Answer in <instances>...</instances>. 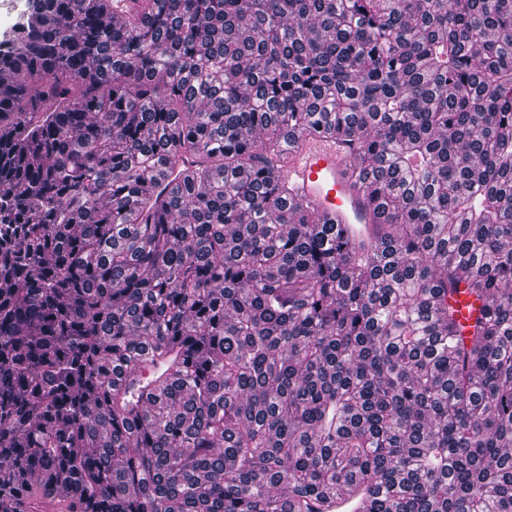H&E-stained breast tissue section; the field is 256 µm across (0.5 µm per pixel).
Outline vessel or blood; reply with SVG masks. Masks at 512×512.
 Masks as SVG:
<instances>
[{"label": "vessel or blood", "instance_id": "vessel-or-blood-1", "mask_svg": "<svg viewBox=\"0 0 512 512\" xmlns=\"http://www.w3.org/2000/svg\"><path fill=\"white\" fill-rule=\"evenodd\" d=\"M351 147L334 138H307L292 148L288 178L299 194L351 237L368 234L364 199L352 188L348 169Z\"/></svg>", "mask_w": 512, "mask_h": 512}]
</instances>
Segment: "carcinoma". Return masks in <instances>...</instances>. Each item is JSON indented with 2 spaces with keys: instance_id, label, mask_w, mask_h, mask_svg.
I'll return each mask as SVG.
<instances>
[{
  "instance_id": "obj_1",
  "label": "carcinoma",
  "mask_w": 512,
  "mask_h": 512,
  "mask_svg": "<svg viewBox=\"0 0 512 512\" xmlns=\"http://www.w3.org/2000/svg\"><path fill=\"white\" fill-rule=\"evenodd\" d=\"M312 134L357 144L366 251L288 180ZM58 487L512 512V0H26L0 34V512Z\"/></svg>"
}]
</instances>
